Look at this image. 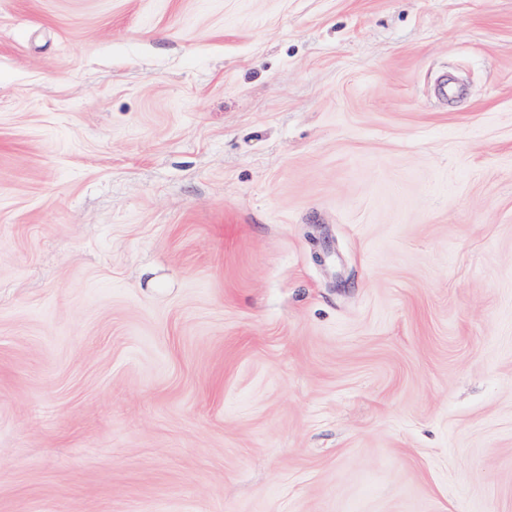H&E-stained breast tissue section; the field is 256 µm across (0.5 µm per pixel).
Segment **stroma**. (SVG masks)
Returning <instances> with one entry per match:
<instances>
[{
    "label": "stroma",
    "instance_id": "obj_1",
    "mask_svg": "<svg viewBox=\"0 0 512 512\" xmlns=\"http://www.w3.org/2000/svg\"><path fill=\"white\" fill-rule=\"evenodd\" d=\"M0 512H512V0H0Z\"/></svg>",
    "mask_w": 512,
    "mask_h": 512
}]
</instances>
